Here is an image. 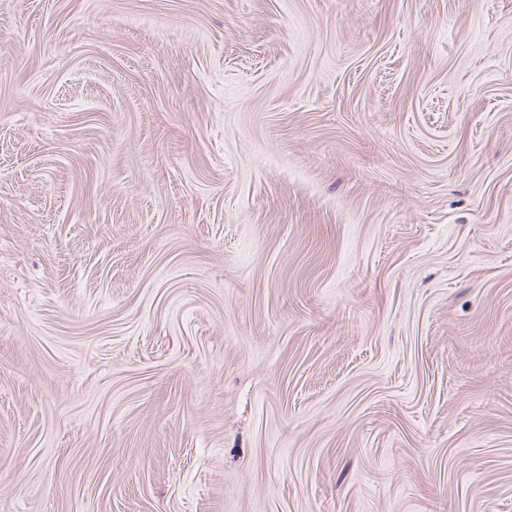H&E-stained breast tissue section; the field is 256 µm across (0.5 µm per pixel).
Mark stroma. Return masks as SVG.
Returning a JSON list of instances; mask_svg holds the SVG:
<instances>
[{"label": "stroma", "mask_w": 512, "mask_h": 512, "mask_svg": "<svg viewBox=\"0 0 512 512\" xmlns=\"http://www.w3.org/2000/svg\"><path fill=\"white\" fill-rule=\"evenodd\" d=\"M0 512H512V0H0Z\"/></svg>", "instance_id": "1"}]
</instances>
